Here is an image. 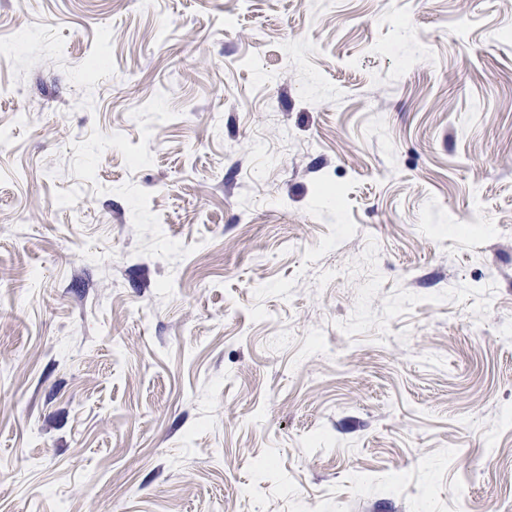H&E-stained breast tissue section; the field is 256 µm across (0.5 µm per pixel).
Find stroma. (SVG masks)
<instances>
[{"label":"stroma","instance_id":"obj_1","mask_svg":"<svg viewBox=\"0 0 512 512\" xmlns=\"http://www.w3.org/2000/svg\"><path fill=\"white\" fill-rule=\"evenodd\" d=\"M0 512H512V0H0Z\"/></svg>","mask_w":512,"mask_h":512}]
</instances>
